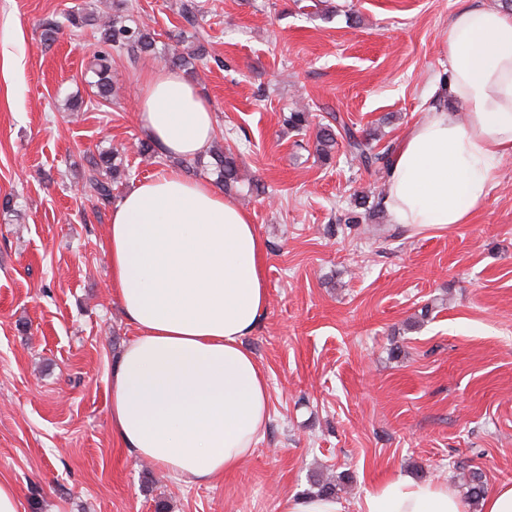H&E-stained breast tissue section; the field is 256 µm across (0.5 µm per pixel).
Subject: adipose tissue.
Masks as SVG:
<instances>
[{
	"mask_svg": "<svg viewBox=\"0 0 512 512\" xmlns=\"http://www.w3.org/2000/svg\"><path fill=\"white\" fill-rule=\"evenodd\" d=\"M440 95L398 144L384 204L413 234L470 223L512 157V11L464 0L441 47ZM139 127L166 155L203 153L209 103L179 71L150 68ZM107 257L113 299L133 334L112 367L113 439L172 478L209 484L235 470L269 421L268 375L244 340L269 305L266 243L249 211L176 168L137 181L113 204ZM360 512H467L444 483L399 475Z\"/></svg>",
	"mask_w": 512,
	"mask_h": 512,
	"instance_id": "adipose-tissue-1",
	"label": "adipose tissue"
}]
</instances>
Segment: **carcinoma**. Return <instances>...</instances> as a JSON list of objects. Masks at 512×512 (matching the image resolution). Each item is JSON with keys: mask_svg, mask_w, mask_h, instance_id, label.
<instances>
[{"mask_svg": "<svg viewBox=\"0 0 512 512\" xmlns=\"http://www.w3.org/2000/svg\"><path fill=\"white\" fill-rule=\"evenodd\" d=\"M66 21L74 28L87 25L96 28L98 45L97 51L93 54V80L89 85L93 89V94L105 101L112 99V54H125L135 59L139 54L153 50L155 46V38L150 31L126 24L117 13L88 17L73 12L66 17ZM185 42L184 37L177 38V48L173 49L169 57L170 63L179 68H185L191 65V61L206 56V47L202 42L199 41L192 46L185 45ZM339 144L344 145L347 152L363 168L389 173L393 146L387 145L380 151L375 150L369 135L357 131L340 114L331 113L328 122L321 125L316 133L315 151L319 156L327 158ZM208 154L211 158L208 163L197 158L183 159L180 164L186 170L195 172L206 163L208 171L216 176V183L224 190H240L243 180L236 157L215 147L210 149ZM128 176L130 173L122 166V161L118 160V154L101 152L84 174L85 189L96 200L98 207L105 209L114 199L113 186ZM460 481L468 500L477 503L483 498L486 483L482 472L477 469H464L460 472Z\"/></svg>", "mask_w": 512, "mask_h": 512, "instance_id": "cac0c4a2", "label": "carcinoma"}]
</instances>
